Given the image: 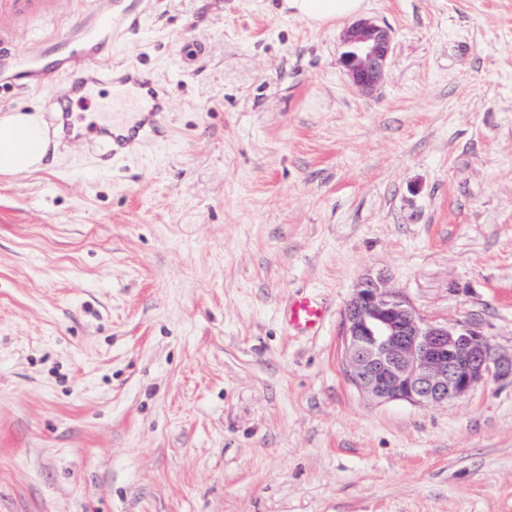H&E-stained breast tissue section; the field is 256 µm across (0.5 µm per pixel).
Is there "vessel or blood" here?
Returning <instances> with one entry per match:
<instances>
[{
	"label": "vessel or blood",
	"instance_id": "b4317fda",
	"mask_svg": "<svg viewBox=\"0 0 512 512\" xmlns=\"http://www.w3.org/2000/svg\"><path fill=\"white\" fill-rule=\"evenodd\" d=\"M66 0H0V12L24 19L30 16L49 17L58 14ZM79 59L59 64L46 73L38 67L22 69L23 78L34 82L62 81L60 102L54 110L49 135L52 142L79 141L94 144L104 139L107 152L99 154V166L107 167L132 155L144 143L163 144L170 137L164 120L169 110V94L165 85L151 71L140 67L114 69L112 64H100L96 36L83 39ZM108 90L117 111L103 124L79 125L72 119L70 103L86 102L98 90ZM323 304L311 296L294 299L282 312L288 326L314 333L325 321Z\"/></svg>",
	"mask_w": 512,
	"mask_h": 512
}]
</instances>
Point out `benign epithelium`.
<instances>
[{
	"instance_id": "1",
	"label": "benign epithelium",
	"mask_w": 512,
	"mask_h": 512,
	"mask_svg": "<svg viewBox=\"0 0 512 512\" xmlns=\"http://www.w3.org/2000/svg\"><path fill=\"white\" fill-rule=\"evenodd\" d=\"M342 65L364 92L382 81L391 50L390 31L361 20L344 32ZM346 373L379 402L441 404L471 392L487 377L512 380V355L495 349L469 322L429 321L388 292L382 278H363L342 314Z\"/></svg>"
}]
</instances>
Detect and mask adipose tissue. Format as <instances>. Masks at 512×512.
I'll return each mask as SVG.
<instances>
[{"label":"adipose tissue","mask_w":512,"mask_h":512,"mask_svg":"<svg viewBox=\"0 0 512 512\" xmlns=\"http://www.w3.org/2000/svg\"><path fill=\"white\" fill-rule=\"evenodd\" d=\"M367 0H280L279 14L320 29L365 13ZM49 150L48 133L37 115L0 114V175L21 178L43 167Z\"/></svg>","instance_id":"ef3b65f1"}]
</instances>
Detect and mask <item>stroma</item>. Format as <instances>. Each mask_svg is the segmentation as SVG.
<instances>
[{
  "mask_svg": "<svg viewBox=\"0 0 512 512\" xmlns=\"http://www.w3.org/2000/svg\"><path fill=\"white\" fill-rule=\"evenodd\" d=\"M123 2L169 141L0 178V512H512V382L381 403L341 336L372 273L512 353V0H368L369 93L278 0ZM326 311L323 304L312 296H300L294 299L282 312V318L289 327L316 333L325 321Z\"/></svg>",
  "mask_w": 512,
  "mask_h": 512,
  "instance_id": "35a3bbf8",
  "label": "stroma"
}]
</instances>
